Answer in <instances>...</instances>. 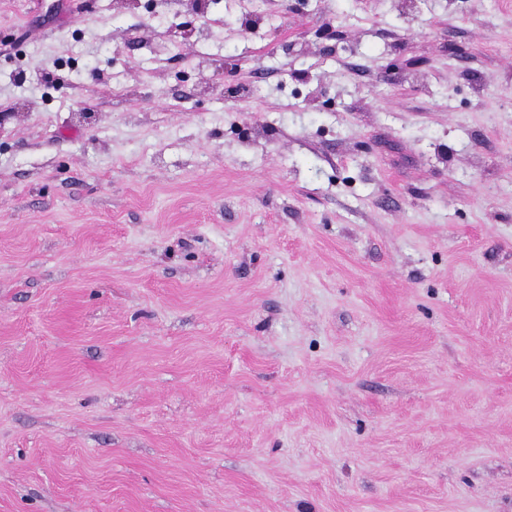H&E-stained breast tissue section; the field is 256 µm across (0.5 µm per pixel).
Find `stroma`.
Instances as JSON below:
<instances>
[{"mask_svg": "<svg viewBox=\"0 0 512 512\" xmlns=\"http://www.w3.org/2000/svg\"><path fill=\"white\" fill-rule=\"evenodd\" d=\"M0 512H512V0H0Z\"/></svg>", "mask_w": 512, "mask_h": 512, "instance_id": "35a3bbf8", "label": "stroma"}]
</instances>
